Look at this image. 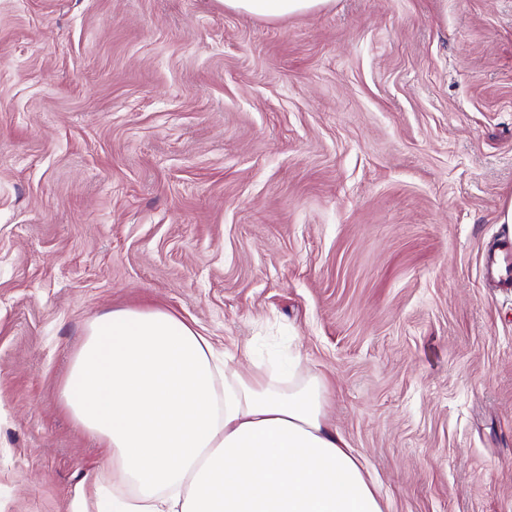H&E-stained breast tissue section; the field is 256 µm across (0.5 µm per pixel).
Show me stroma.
I'll return each mask as SVG.
<instances>
[{
    "label": "stroma",
    "mask_w": 512,
    "mask_h": 512,
    "mask_svg": "<svg viewBox=\"0 0 512 512\" xmlns=\"http://www.w3.org/2000/svg\"><path fill=\"white\" fill-rule=\"evenodd\" d=\"M512 0H0V512L103 473L98 315L301 354L385 512H512ZM331 0H224V7L262 18H282L325 7ZM483 275L501 288L512 287V239L499 238L490 248Z\"/></svg>",
    "instance_id": "obj_1"
}]
</instances>
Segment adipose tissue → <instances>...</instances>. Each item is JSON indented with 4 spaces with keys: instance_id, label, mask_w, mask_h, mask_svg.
Segmentation results:
<instances>
[{
    "instance_id": "adipose-tissue-1",
    "label": "adipose tissue",
    "mask_w": 512,
    "mask_h": 512,
    "mask_svg": "<svg viewBox=\"0 0 512 512\" xmlns=\"http://www.w3.org/2000/svg\"><path fill=\"white\" fill-rule=\"evenodd\" d=\"M329 0H224L262 18ZM170 310H112L88 329L61 397L97 439L112 487L82 486L72 512H383L359 453L331 418L332 391L302 357L270 372L234 364Z\"/></svg>"
}]
</instances>
